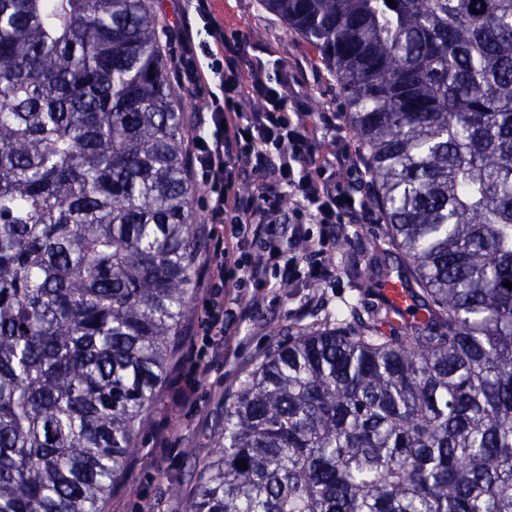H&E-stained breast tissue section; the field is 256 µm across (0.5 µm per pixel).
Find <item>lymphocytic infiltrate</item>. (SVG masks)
Listing matches in <instances>:
<instances>
[{"instance_id":"f902f5d3","label":"lymphocytic infiltrate","mask_w":512,"mask_h":512,"mask_svg":"<svg viewBox=\"0 0 512 512\" xmlns=\"http://www.w3.org/2000/svg\"><path fill=\"white\" fill-rule=\"evenodd\" d=\"M207 32L213 40L207 66L188 58L174 64L178 85L213 80L219 88L195 115L196 144L190 150L205 186L207 221L215 226L204 285L227 290L233 303H248V287H265L274 278L285 282L296 273L297 259L273 222L284 194H292L300 214L322 224L353 218L356 207L347 202L342 185L323 180L332 160H315L309 152L319 130L335 128L336 114L309 120L287 74L267 72L246 41L225 34L217 19L209 20ZM246 65L251 75L245 80ZM245 180L251 183L247 192L239 189ZM250 240L263 241V253H247Z\"/></svg>"}]
</instances>
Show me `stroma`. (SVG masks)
Listing matches in <instances>:
<instances>
[{
  "instance_id": "35a3bbf8",
  "label": "stroma",
  "mask_w": 512,
  "mask_h": 512,
  "mask_svg": "<svg viewBox=\"0 0 512 512\" xmlns=\"http://www.w3.org/2000/svg\"><path fill=\"white\" fill-rule=\"evenodd\" d=\"M145 3L159 20L160 45L166 57L175 55L170 30L182 20H189L198 41H205L204 21L192 0H145ZM208 7L223 21L226 33L239 31L248 41L264 45L270 61L288 71L298 66L305 68L310 116L335 111L332 79L314 49L289 32L277 16L262 9L258 0H210ZM326 259L331 278L320 290L322 304L311 303L312 291L303 274L286 288L276 285L256 289V299L249 310L225 304L224 316L235 319L240 342L201 378L191 374L182 355L190 343L200 341L205 333L208 296L204 288H196L193 301L196 317L182 329L181 352L170 365L158 401L136 437L128 462V480L103 503L102 512H184V503L171 495V486L192 483L198 462L217 451V423L224 414L225 400L275 349L277 333L287 324L289 315L297 314L312 322L324 310L340 308L353 298L356 280L344 253L331 243L327 246Z\"/></svg>"
}]
</instances>
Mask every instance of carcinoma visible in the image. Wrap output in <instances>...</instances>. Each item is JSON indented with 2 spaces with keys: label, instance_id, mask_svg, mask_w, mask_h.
<instances>
[{
  "label": "carcinoma",
  "instance_id": "cac0c4a2",
  "mask_svg": "<svg viewBox=\"0 0 512 512\" xmlns=\"http://www.w3.org/2000/svg\"><path fill=\"white\" fill-rule=\"evenodd\" d=\"M259 2L336 81L382 228L346 310L280 330L171 494L512 512V0ZM186 138L145 0H0V512H101L127 479L193 318Z\"/></svg>",
  "mask_w": 512,
  "mask_h": 512
}]
</instances>
